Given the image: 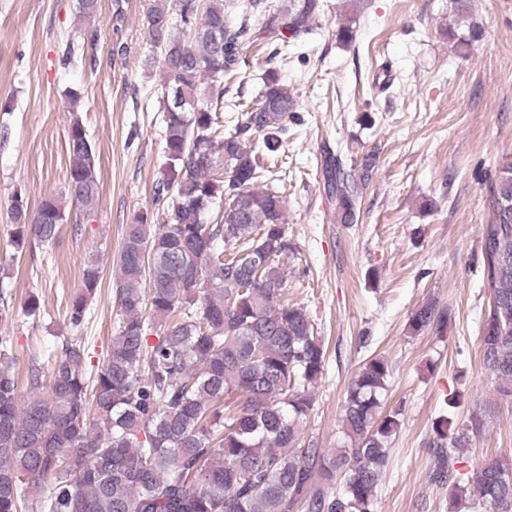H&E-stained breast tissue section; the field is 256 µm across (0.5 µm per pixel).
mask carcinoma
Segmentation results:
<instances>
[{
    "label": "carcinoma",
    "instance_id": "1",
    "mask_svg": "<svg viewBox=\"0 0 512 512\" xmlns=\"http://www.w3.org/2000/svg\"><path fill=\"white\" fill-rule=\"evenodd\" d=\"M231 24L224 0H153L150 45L161 53L166 96L161 177L153 202L165 214H138L123 227L115 274L111 344L98 365L81 335L102 279L85 263L68 306L75 334L44 363L33 361L22 403L10 371L12 336L0 332V512H375L399 412H383L391 365L367 359L348 381L342 429L351 447L329 457L302 442L326 351L306 308L288 301V237L282 196L256 188L269 169L248 146L263 135L276 158L296 112L277 72L267 71L256 105L224 125V76L245 62L256 30L288 55L307 34L320 0H238ZM64 194L88 215L100 196L98 157L84 126L68 131ZM325 187L336 222L356 218L359 186L332 154ZM492 218L482 249L490 305L483 362L512 397V156L491 190ZM20 252L48 248L67 221L57 197L31 210L11 204ZM449 313L437 302L410 317L415 331L443 332ZM484 415L433 426L430 477L456 503L473 493L470 512H512V460L490 456L458 478L454 452L483 433Z\"/></svg>",
    "mask_w": 512,
    "mask_h": 512
}]
</instances>
